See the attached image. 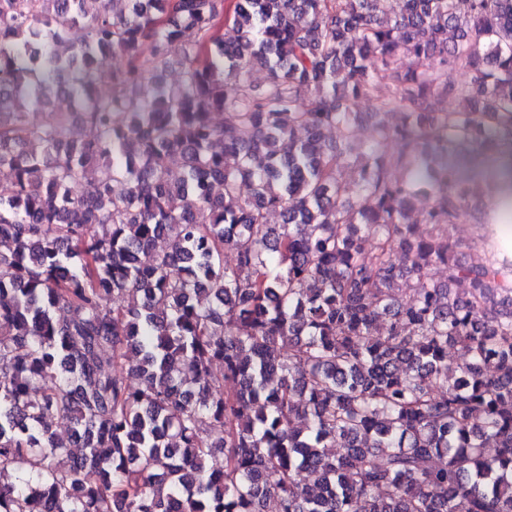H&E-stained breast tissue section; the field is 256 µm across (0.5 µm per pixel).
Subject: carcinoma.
<instances>
[{
	"label": "carcinoma",
	"instance_id": "cac0c4a2",
	"mask_svg": "<svg viewBox=\"0 0 512 512\" xmlns=\"http://www.w3.org/2000/svg\"><path fill=\"white\" fill-rule=\"evenodd\" d=\"M102 2L0 0V512H512V262L452 236L488 184L444 165L512 153V0ZM358 98L403 122L355 153Z\"/></svg>",
	"mask_w": 512,
	"mask_h": 512
}]
</instances>
